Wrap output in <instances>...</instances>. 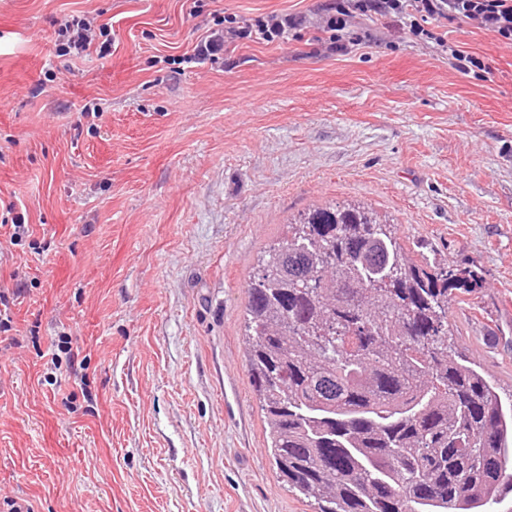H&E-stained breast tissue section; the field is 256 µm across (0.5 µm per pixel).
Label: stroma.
I'll return each instance as SVG.
<instances>
[{"instance_id": "1", "label": "stroma", "mask_w": 512, "mask_h": 512, "mask_svg": "<svg viewBox=\"0 0 512 512\" xmlns=\"http://www.w3.org/2000/svg\"><path fill=\"white\" fill-rule=\"evenodd\" d=\"M330 2L0 0V206L31 229L0 235V512H313L275 474L243 317L262 252L316 206L365 203L416 258L480 267L450 321L512 394V51L443 22L491 69L464 74L363 16L336 52ZM270 12L307 24L187 62ZM82 15L108 54H60Z\"/></svg>"}]
</instances>
